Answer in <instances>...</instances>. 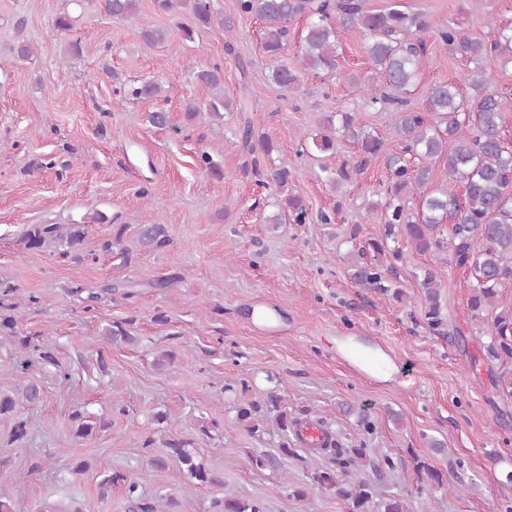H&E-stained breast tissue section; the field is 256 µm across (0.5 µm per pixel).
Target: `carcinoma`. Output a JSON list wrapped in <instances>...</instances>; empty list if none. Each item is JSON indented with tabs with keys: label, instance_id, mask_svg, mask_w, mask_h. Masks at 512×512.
Masks as SVG:
<instances>
[{
	"label": "carcinoma",
	"instance_id": "obj_1",
	"mask_svg": "<svg viewBox=\"0 0 512 512\" xmlns=\"http://www.w3.org/2000/svg\"><path fill=\"white\" fill-rule=\"evenodd\" d=\"M137 0H102L112 18L128 20L136 16ZM157 7L170 12L185 9L184 21L178 23L180 33L190 39L194 27L212 23L210 0H156ZM238 14L256 17L264 24L265 52L276 60L272 67L273 82L291 93L303 72L320 74L335 72L338 66L337 33L341 29H359L367 39L366 54L374 69L381 74L382 84L368 87L371 102H382L397 137L392 150H385L383 140L359 123L355 112H337L326 117L327 133L315 139L323 153L336 154V137L341 135L359 146L358 153L338 167L323 168L326 179L336 190L363 174L372 161L380 159L389 173L386 200L381 214L378 235L369 239L359 251V260L352 263L350 277L359 286L370 288L396 299L404 292L399 281L398 263L403 261L404 248L416 253L431 254L452 264L475 280L470 297L472 317H486L490 341L484 346L486 358L494 363L490 369L492 383L499 393L512 398V310H497L498 289L512 285V142L501 134L502 99L491 87L492 64L506 60L512 63V30L487 22V30L479 35L465 32L456 23L434 20L422 11L403 7L400 0H390L380 12L364 9L362 0H238ZM305 18L306 34L298 53V65L282 59L288 43V23ZM143 40L152 45L169 38L168 30L142 26ZM448 47V51L473 65L467 77L471 93L463 95L454 83L430 86L422 108L407 107L403 94L420 77L427 56V39ZM194 80L212 90L223 91L224 71L220 64L195 67ZM160 91L156 83L123 89L122 98L151 97ZM234 135L248 155L240 171L255 178L263 189H284L288 185V167L277 165L272 155L277 146L268 135L255 131L247 121ZM442 164L448 178L463 187L457 197L448 192H425L433 178L434 167ZM420 197L418 210L409 207L410 196ZM288 216L295 224L309 221V212L296 196L286 197ZM451 226L444 235L443 225ZM85 227L82 224H32L23 234L28 250L61 249L60 255L82 260ZM142 243L163 248L170 242L162 224L145 228ZM412 277L421 288L427 325L435 329L442 324V280L433 267L418 268ZM103 339L109 344H132L136 337L120 323L104 329ZM10 341L18 349L21 365L35 358L43 364L59 366L54 353L35 343L33 337L22 336L14 315L0 313V342ZM35 383L24 386L16 397L0 396V415L10 414L23 404L33 405L40 399ZM273 415H260L261 406L249 403L237 407L236 420L252 433L263 424L283 433L299 437L296 430L302 420L289 418L272 403ZM312 461L328 455L340 468H348L363 458L360 448H343L338 442H326L320 448L303 447ZM168 455L186 476L200 484H215L217 479L195 452L179 441L169 443ZM418 474L426 473L433 481L429 489L452 490L454 485L443 480L419 456H411ZM100 487L123 486L128 512H170L174 506L164 494L146 497L141 478L120 472L103 471ZM313 485L321 491L336 490L345 499L349 512H409L403 494L379 497L365 480L344 487L336 482L329 466L314 468ZM211 512H264L258 502H248L226 492L211 503Z\"/></svg>",
	"mask_w": 512,
	"mask_h": 512
}]
</instances>
